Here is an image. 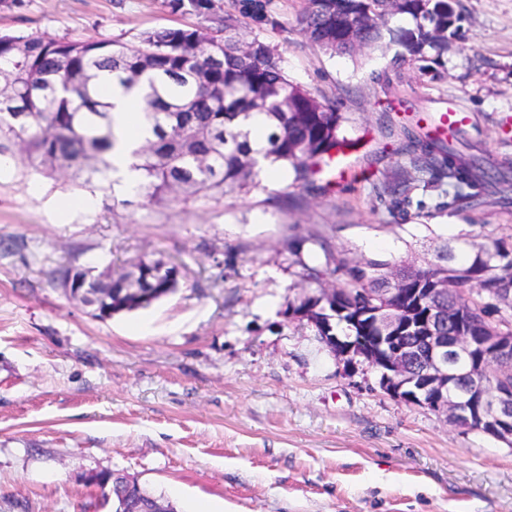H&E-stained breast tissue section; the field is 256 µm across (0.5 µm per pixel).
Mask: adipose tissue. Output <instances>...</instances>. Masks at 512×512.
I'll return each instance as SVG.
<instances>
[{
	"label": "adipose tissue",
	"mask_w": 512,
	"mask_h": 512,
	"mask_svg": "<svg viewBox=\"0 0 512 512\" xmlns=\"http://www.w3.org/2000/svg\"><path fill=\"white\" fill-rule=\"evenodd\" d=\"M95 83L112 105V116L116 124L117 144L109 154L110 175L120 180L124 189L135 192L141 181L138 168L140 159L136 154L139 134L144 128L143 117L136 96L126 91L118 78L110 72H99Z\"/></svg>",
	"instance_id": "adipose-tissue-1"
}]
</instances>
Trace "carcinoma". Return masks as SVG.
<instances>
[{
  "instance_id": "1",
  "label": "carcinoma",
  "mask_w": 512,
  "mask_h": 512,
  "mask_svg": "<svg viewBox=\"0 0 512 512\" xmlns=\"http://www.w3.org/2000/svg\"><path fill=\"white\" fill-rule=\"evenodd\" d=\"M175 12L194 14L209 27L163 28L146 33L141 46L116 40L52 38L41 34L0 35V156L48 177L76 169L80 186L113 188L108 152L115 135L111 104L92 85L95 72L119 75L137 93L149 135L138 152L142 180L137 195L151 202L173 197L184 203L220 201L263 188L258 158L291 168L294 182L314 176L352 146L342 134L345 118L330 100L288 79L277 46L261 36L279 25L277 0H170ZM409 21L392 27L393 18ZM300 32L329 54L356 56L393 51L390 66L401 77L405 65L441 75L448 38V0H306ZM270 119L265 145L252 147L246 121L253 113ZM410 169L384 188L391 213L427 203L415 191L448 186L434 199L436 211H472L495 199L512 206V162L491 164L472 153L475 146L443 139L419 124L401 129ZM468 250L448 245L426 266L367 259L351 263L329 254L326 268L302 265L304 293L288 311L323 309L325 276L342 274L341 300L330 317L331 336H359L370 303L428 309L429 292L463 311L474 336H492L493 327L512 335V245L482 236ZM318 288L311 289V284ZM489 396L512 398V371L481 381ZM101 506L124 512H152L162 501L147 490L134 492L115 477L100 487Z\"/></svg>"
}]
</instances>
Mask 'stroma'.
<instances>
[{"label":"stroma","instance_id":"35a3bbf8","mask_svg":"<svg viewBox=\"0 0 512 512\" xmlns=\"http://www.w3.org/2000/svg\"><path fill=\"white\" fill-rule=\"evenodd\" d=\"M303 0H280L267 30L289 79L335 103L352 142L341 177L245 197L147 203L0 170V512H110L89 474L137 479L177 512H512V447L347 374L311 328L288 318L301 264L435 258L448 242L512 237V209L410 211L380 201L407 166L397 124L448 104L469 118L482 158L512 160V0H459L462 34L442 78L377 75L389 59L331 55L299 33ZM165 0H16L0 31L138 45L142 33L198 24ZM40 192L31 195V184ZM456 225L447 234L446 225ZM374 241L364 249V241ZM180 266L175 293L94 318L53 275L118 274L141 260Z\"/></svg>","mask_w":512,"mask_h":512}]
</instances>
